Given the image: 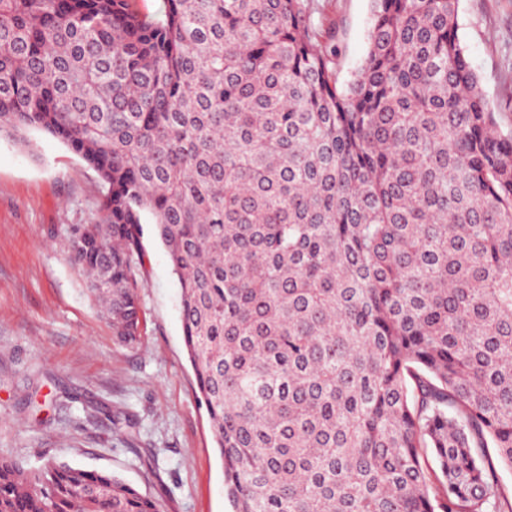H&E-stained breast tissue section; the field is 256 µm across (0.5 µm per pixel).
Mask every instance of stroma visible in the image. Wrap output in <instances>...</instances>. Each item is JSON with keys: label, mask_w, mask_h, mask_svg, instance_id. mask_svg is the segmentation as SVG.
Listing matches in <instances>:
<instances>
[{"label": "stroma", "mask_w": 512, "mask_h": 512, "mask_svg": "<svg viewBox=\"0 0 512 512\" xmlns=\"http://www.w3.org/2000/svg\"><path fill=\"white\" fill-rule=\"evenodd\" d=\"M313 21L347 80L368 46L372 0H316ZM459 36L487 104L512 132V0H460ZM0 138V457L63 455L113 473L161 512H232L180 320L166 250L145 225L135 269L140 336L123 344L72 237L98 215L97 173L49 134Z\"/></svg>", "instance_id": "obj_1"}]
</instances>
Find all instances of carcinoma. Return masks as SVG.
Wrapping results in <instances>:
<instances>
[{
	"mask_svg": "<svg viewBox=\"0 0 512 512\" xmlns=\"http://www.w3.org/2000/svg\"><path fill=\"white\" fill-rule=\"evenodd\" d=\"M131 2L0 0V134L97 173L72 253L122 343L152 220L233 512H512V133L459 0H373L344 82L312 0ZM0 512L160 505L1 457Z\"/></svg>",
	"mask_w": 512,
	"mask_h": 512,
	"instance_id": "carcinoma-1",
	"label": "carcinoma"
}]
</instances>
